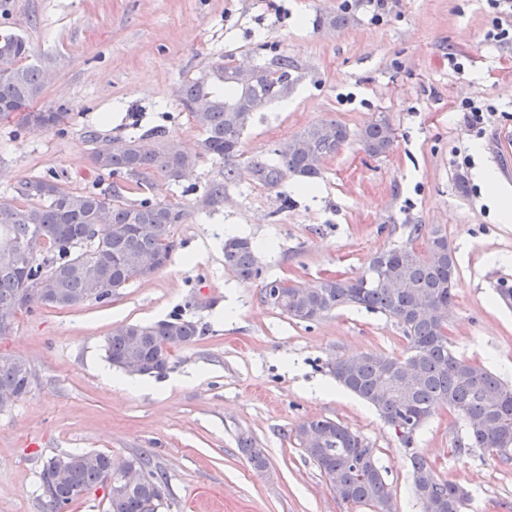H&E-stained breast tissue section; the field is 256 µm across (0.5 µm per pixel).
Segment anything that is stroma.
<instances>
[{"instance_id":"stroma-1","label":"stroma","mask_w":512,"mask_h":512,"mask_svg":"<svg viewBox=\"0 0 512 512\" xmlns=\"http://www.w3.org/2000/svg\"><path fill=\"white\" fill-rule=\"evenodd\" d=\"M339 10L352 14L348 26L318 25ZM499 24L512 31V16L486 0H388L381 12L370 0H0V36L23 38L27 63L46 74L38 106L70 114L50 131L0 119V203L31 175L111 192L118 177L91 163L97 138L159 128L194 147L201 133L177 89L220 60L285 56L296 66L287 108L257 113L244 159L321 120L351 133L311 192L294 176L263 187L244 170L222 203L202 209L210 184L224 178L223 163L209 157L178 182L124 191L130 203L148 197L187 211L177 247L165 268L110 301L67 309L34 301L17 312L0 352L24 358L33 385L0 411V512H43L46 462L91 450L150 452L170 477L160 512H366L337 498L297 445L293 429L311 418L339 421L373 448L394 512H423L413 452L468 490L467 512H512V449L456 454L466 430L445 409L404 445L373 407L338 389L328 371L336 359L404 352L393 319L344 307L299 324L261 300L262 281L241 282L224 266L230 225L258 244L266 277L305 286L359 278L376 252L406 243L411 225L441 226L458 266L452 346L512 385V308L495 297L501 281L512 283V223L479 181L489 169L512 189V38L490 39ZM466 99L494 107L482 134L462 122ZM381 114L396 138L389 154L373 157L357 134ZM175 315L201 336L170 351L164 376H133L131 391L113 385L120 371L103 350L112 329ZM243 434L264 453L265 471L240 451Z\"/></svg>"}]
</instances>
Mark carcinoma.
<instances>
[{
	"label": "carcinoma",
	"instance_id": "obj_1",
	"mask_svg": "<svg viewBox=\"0 0 512 512\" xmlns=\"http://www.w3.org/2000/svg\"><path fill=\"white\" fill-rule=\"evenodd\" d=\"M26 42L15 35L0 37V117L22 113L25 125L50 130L65 124L69 113L43 107L39 121H30L28 110L41 97L43 73L22 60ZM239 67L217 62L198 76L183 82L177 91L182 106L202 132L193 150L169 141L159 129L139 136L117 137L94 148L93 167L143 187L155 175L178 181L181 174L209 156L224 162V182L207 190L203 205L212 207L224 198L226 187L237 181L243 155V138L256 112L288 97L296 83L294 64L281 56L255 65V75L238 77ZM208 98L203 110L196 108ZM350 137L347 127L335 120L311 124L293 135L266 157L248 164L254 182L269 188L288 176L315 181L324 162L335 156ZM359 143L369 155L387 154L395 141V129L383 114L358 132ZM17 202L0 209V239L14 250L0 253V336L13 330L20 301L38 283L44 304L66 309L87 300L105 301L95 293L89 273L99 282L119 290L140 278V266L153 260L157 270L170 262L175 249L174 227L187 212L178 205L144 198L127 203L119 188L112 193L78 192L57 180L29 176L16 187ZM427 239L419 251L413 241ZM224 266L248 282L262 277L257 249L247 236L224 240ZM457 260L448 247V235L439 226L415 224L409 241L376 253L358 279H320L304 287L285 277L268 280L263 302L298 322H315L341 307L363 308L394 319L407 346L400 356L364 355L338 358L328 365L336 383L375 407L383 420L402 428L400 440L412 444L415 433L439 409L461 418L466 427L463 448L505 451L512 448V386L486 366L458 355L448 337V305L456 287ZM398 281L411 287L400 290ZM429 305L425 316L412 314L420 303ZM198 325L178 316L153 324L127 323L116 327L104 340L106 358L130 373L128 359L140 360L137 376L164 374L170 349L195 341ZM33 384L28 363L0 353V390L24 398ZM314 432L322 443L304 446L305 433ZM293 435L304 454L318 467L332 491L342 501L364 506L371 512H392L391 493L374 452L360 435L332 419L300 422ZM239 448L251 466L262 471L267 460L252 438L239 437ZM412 486L423 512H465L469 492L439 476L425 458H410ZM134 463L145 470V482L137 487L112 480L107 512H158L169 492V477L146 451L114 457L100 451L65 453L51 458L42 473L45 512L67 509L91 489L106 485L114 469Z\"/></svg>",
	"mask_w": 512,
	"mask_h": 512
}]
</instances>
